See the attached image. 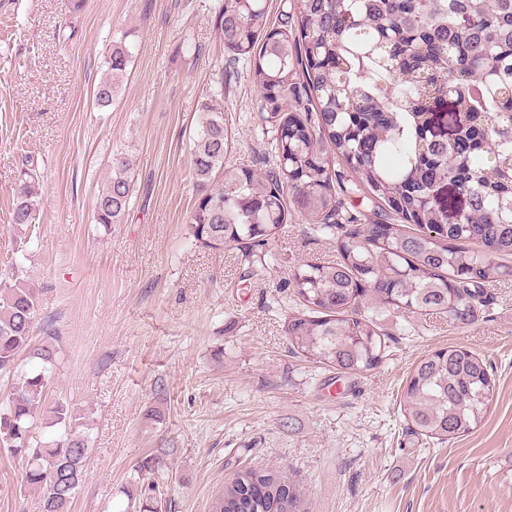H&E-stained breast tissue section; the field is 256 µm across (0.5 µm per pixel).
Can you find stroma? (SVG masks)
Segmentation results:
<instances>
[{"label": "stroma", "mask_w": 512, "mask_h": 512, "mask_svg": "<svg viewBox=\"0 0 512 512\" xmlns=\"http://www.w3.org/2000/svg\"><path fill=\"white\" fill-rule=\"evenodd\" d=\"M217 3L86 0L66 40L65 0H0V261L15 256L36 288L38 324L60 349L48 398L68 402L92 441L72 512H124L139 462L157 453L166 512H211L249 466L289 472L312 512H512V258L470 324L382 310L386 357L347 376L290 354L284 328V281L335 259V240L292 214L261 272L240 247L192 237L202 101L224 112L226 163L275 162L252 64L225 48ZM120 39L131 62L101 109L93 94ZM117 152L134 161L133 193L105 227L93 208ZM27 156L42 193L20 249L8 211ZM448 345L484 357L495 386L480 426L437 444L410 432L400 395L411 364ZM24 470L0 448V512H38Z\"/></svg>", "instance_id": "obj_1"}]
</instances>
